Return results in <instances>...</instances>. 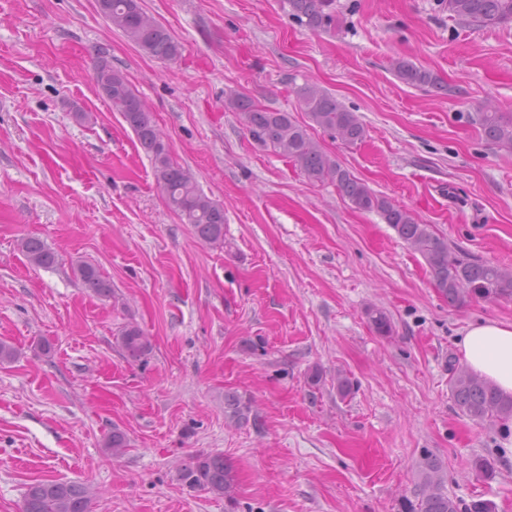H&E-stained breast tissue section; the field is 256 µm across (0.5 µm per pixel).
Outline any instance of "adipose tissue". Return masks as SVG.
<instances>
[{"mask_svg": "<svg viewBox=\"0 0 512 512\" xmlns=\"http://www.w3.org/2000/svg\"><path fill=\"white\" fill-rule=\"evenodd\" d=\"M457 346L471 373L512 396V323L486 319L469 324Z\"/></svg>", "mask_w": 512, "mask_h": 512, "instance_id": "1", "label": "adipose tissue"}]
</instances>
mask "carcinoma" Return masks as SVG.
<instances>
[{"mask_svg": "<svg viewBox=\"0 0 512 512\" xmlns=\"http://www.w3.org/2000/svg\"><path fill=\"white\" fill-rule=\"evenodd\" d=\"M442 3L449 16L473 25L482 27L512 22V0H442ZM96 4L111 27L143 53L163 61H174L180 56L181 46L163 25L143 10L139 0H96ZM289 5L294 19L311 30L329 28L334 23V0H289ZM391 67L407 84L446 89L437 77L408 60L396 59ZM96 81L112 108L121 113L142 148L151 156L157 183L165 193L170 209L184 223L193 226L200 240L215 246L223 244L224 206L206 195L193 173L173 157L151 112L126 77L102 59L96 67ZM294 93L308 118L306 123L298 122L287 112H272L247 97L229 99L225 107L242 113L252 139L296 162L308 180H327L353 208L381 213L398 236L424 257L435 288L449 304L464 305L475 297L485 300L512 297V277H505L499 266L457 256L434 234L431 225L423 223L405 207L374 194L322 150L311 134L315 128L335 135L349 145L363 142L366 130L355 112L312 82L296 87ZM471 120L479 126L486 140L512 154V114L476 112ZM20 248L33 266L50 268L59 262L58 253L38 237L21 239ZM77 272L84 287L99 296L111 295L110 283L94 265L81 263ZM368 317L376 333L391 334L392 325L383 311L372 309ZM118 343L126 357L133 361L144 358L151 350L149 337L135 325H128L121 331ZM450 393L462 415L476 423L512 419V397L501 394L464 367L453 369ZM224 405L230 418L248 419L251 404L238 394H224ZM178 480L190 489L224 498L228 512H234L235 475L230 465L224 462L223 455L204 452L191 455L179 471ZM404 509L405 512H460L459 503L445 491L437 460H425L419 473L415 500L406 501ZM23 512H91L90 492L87 486L73 481L41 480L28 487Z\"/></svg>", "mask_w": 512, "mask_h": 512, "instance_id": "cac0c4a2", "label": "carcinoma"}]
</instances>
